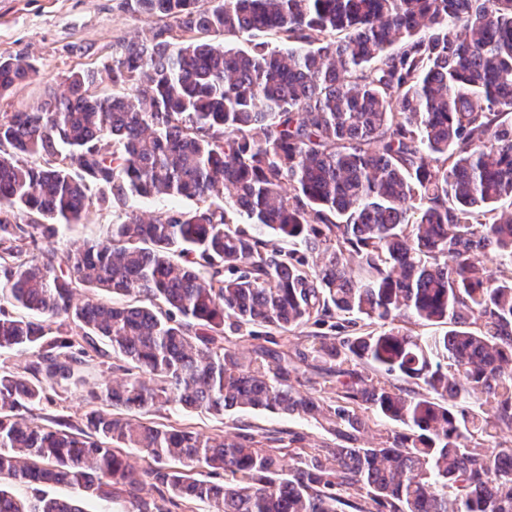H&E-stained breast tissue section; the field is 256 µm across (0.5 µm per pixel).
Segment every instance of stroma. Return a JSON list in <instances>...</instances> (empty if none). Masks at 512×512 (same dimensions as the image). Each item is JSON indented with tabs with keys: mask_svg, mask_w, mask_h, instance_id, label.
I'll list each match as a JSON object with an SVG mask.
<instances>
[{
	"mask_svg": "<svg viewBox=\"0 0 512 512\" xmlns=\"http://www.w3.org/2000/svg\"><path fill=\"white\" fill-rule=\"evenodd\" d=\"M161 26L159 18L133 11L130 0H0V57L24 55L35 59L40 69L38 77L0 96V113L36 106L47 89L62 91L71 72L110 65L113 46L129 40L152 41ZM119 214V208L109 205L91 208L81 223L60 233L56 251L107 237ZM149 418L185 424L211 436H280L282 452L289 458L321 447L328 439L313 421L267 411L231 410L216 416L199 410L184 415L167 407Z\"/></svg>",
	"mask_w": 512,
	"mask_h": 512,
	"instance_id": "35a3bbf8",
	"label": "stroma"
}]
</instances>
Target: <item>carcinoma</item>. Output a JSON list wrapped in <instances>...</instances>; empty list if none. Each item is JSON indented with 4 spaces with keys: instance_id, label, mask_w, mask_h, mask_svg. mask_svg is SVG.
I'll list each match as a JSON object with an SVG mask.
<instances>
[{
    "instance_id": "carcinoma-1",
    "label": "carcinoma",
    "mask_w": 512,
    "mask_h": 512,
    "mask_svg": "<svg viewBox=\"0 0 512 512\" xmlns=\"http://www.w3.org/2000/svg\"><path fill=\"white\" fill-rule=\"evenodd\" d=\"M131 8L166 21L152 42L0 116V352L29 354L0 367V512H85L43 488L110 501L147 482L157 497L136 512H512V0ZM38 73L0 58V96ZM221 195L288 250L232 223ZM153 196L202 206L127 210L104 240L31 252L96 203ZM335 318L380 330L308 336L326 398L297 388L288 351L244 361L224 338L226 323L255 339ZM101 358L123 376L90 387ZM352 361L373 374L336 370ZM84 387L77 431L26 417ZM173 403L297 415L332 440L286 466L252 436L141 418ZM374 417L393 425L380 442L342 445Z\"/></svg>"
}]
</instances>
